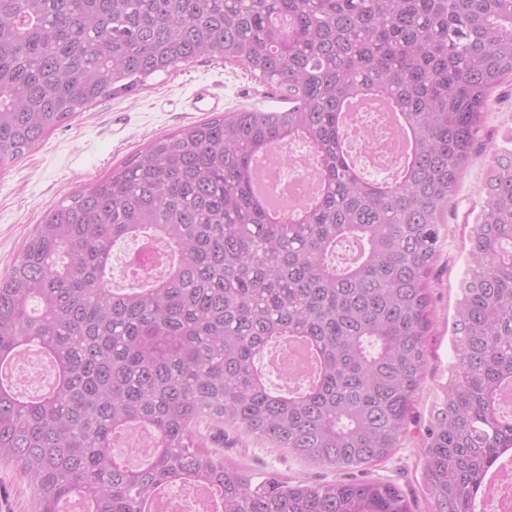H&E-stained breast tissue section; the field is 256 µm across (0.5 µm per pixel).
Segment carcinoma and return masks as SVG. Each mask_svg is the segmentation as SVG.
Instances as JSON below:
<instances>
[{
  "instance_id": "carcinoma-1",
  "label": "carcinoma",
  "mask_w": 512,
  "mask_h": 512,
  "mask_svg": "<svg viewBox=\"0 0 512 512\" xmlns=\"http://www.w3.org/2000/svg\"><path fill=\"white\" fill-rule=\"evenodd\" d=\"M208 57L259 73L288 109H236L156 138L36 225L0 276V362L36 350L56 380L36 398L0 381V461L35 512L77 497L92 512H143L178 483L218 489L217 512H410L389 482L257 481L200 427L333 470L401 447L428 363L442 226L489 96L512 74V0H0V170L76 113ZM371 92L413 136L392 182L352 174L340 155L337 114ZM285 139L315 154L320 195L273 217L243 173ZM482 194L420 448L429 512H472L512 451L511 148ZM138 235L178 260L116 289L112 248ZM344 240L359 248L351 264L333 259ZM285 337L318 359L296 391L290 374L271 389L257 364ZM133 428L149 435L138 466L113 453Z\"/></svg>"
}]
</instances>
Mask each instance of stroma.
<instances>
[{"label":"stroma","mask_w":512,"mask_h":512,"mask_svg":"<svg viewBox=\"0 0 512 512\" xmlns=\"http://www.w3.org/2000/svg\"><path fill=\"white\" fill-rule=\"evenodd\" d=\"M224 101L225 110L284 107L278 91L244 66L201 58L177 71L152 76L135 93L101 102L77 113L47 134L11 167L0 171V274L10 268L28 236L45 213L87 190L148 143L182 126L205 120L189 109L199 86ZM512 132V76L491 94L490 110L479 133L480 153L464 174L441 234L431 297L434 326L426 338L429 352L415 403L416 424L396 454L369 468L370 478L397 484L411 512H429L420 461L421 435L429 418L437 385L452 359L450 336L458 285L465 268L468 236L480 210L481 187L488 164L506 132ZM224 455L256 475L277 472L310 482L333 479V472L302 461L287 450L224 430Z\"/></svg>","instance_id":"35a3bbf8"}]
</instances>
